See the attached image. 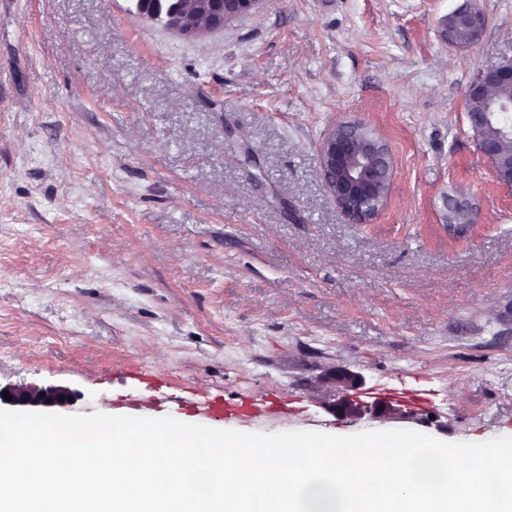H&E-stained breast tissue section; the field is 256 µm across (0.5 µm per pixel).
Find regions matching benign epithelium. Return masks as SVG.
Here are the masks:
<instances>
[{
	"label": "benign epithelium",
	"instance_id": "benign-epithelium-1",
	"mask_svg": "<svg viewBox=\"0 0 512 512\" xmlns=\"http://www.w3.org/2000/svg\"><path fill=\"white\" fill-rule=\"evenodd\" d=\"M137 14L161 22L170 32L184 38L224 31L241 18L259 11L265 0H194V14L183 12L181 0L146 3L131 0ZM468 27L469 41L481 36L486 19L474 0L465 3L442 20L443 32L458 38L459 24ZM512 87V61L476 75L469 87L466 117L475 134L478 150L487 158L499 157L500 164L512 169V156L503 157V145L512 141V126L500 128L493 137L480 136L494 116L491 99L496 89ZM319 162L325 186L336 206L353 224H372L384 209L393 176L391 150L385 140L366 123L348 120L333 125L319 146ZM12 404L45 406L58 401L65 392H41L39 389L15 387L9 391Z\"/></svg>",
	"mask_w": 512,
	"mask_h": 512
}]
</instances>
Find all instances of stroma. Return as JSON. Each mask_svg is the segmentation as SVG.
Listing matches in <instances>:
<instances>
[{
  "instance_id": "obj_1",
  "label": "stroma",
  "mask_w": 512,
  "mask_h": 512,
  "mask_svg": "<svg viewBox=\"0 0 512 512\" xmlns=\"http://www.w3.org/2000/svg\"><path fill=\"white\" fill-rule=\"evenodd\" d=\"M476 2L460 44L440 21L462 0H266L196 40L131 0H0V389L245 433L512 436V185L465 115L512 60V0ZM347 119L394 159L371 224L320 173ZM451 195L476 205L462 235ZM252 398L278 424L198 407Z\"/></svg>"
}]
</instances>
